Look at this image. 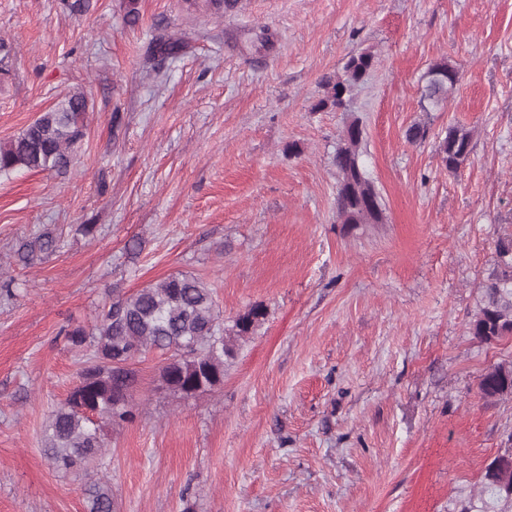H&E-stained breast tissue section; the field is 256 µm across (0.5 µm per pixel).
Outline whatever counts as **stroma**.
<instances>
[{
    "label": "stroma",
    "mask_w": 512,
    "mask_h": 512,
    "mask_svg": "<svg viewBox=\"0 0 512 512\" xmlns=\"http://www.w3.org/2000/svg\"><path fill=\"white\" fill-rule=\"evenodd\" d=\"M163 33L189 46L156 65ZM0 37L15 47L0 141L90 93L67 174L0 178V512H88L98 478L114 512H483L512 398L479 381L512 364V336L485 343L468 322L512 237V0H241L221 17L208 0H92L77 17L0 0ZM360 52L377 64L350 113L385 219L348 226L332 155L350 113L315 105ZM437 61L460 79L435 107L421 77ZM451 125L473 133L452 173ZM45 231L56 251L16 263ZM177 272L212 289L225 328L254 305L263 323L196 398L162 385L164 353L143 355L135 420L106 429L97 469L57 471L42 433L79 369L60 329Z\"/></svg>",
    "instance_id": "stroma-1"
}]
</instances>
